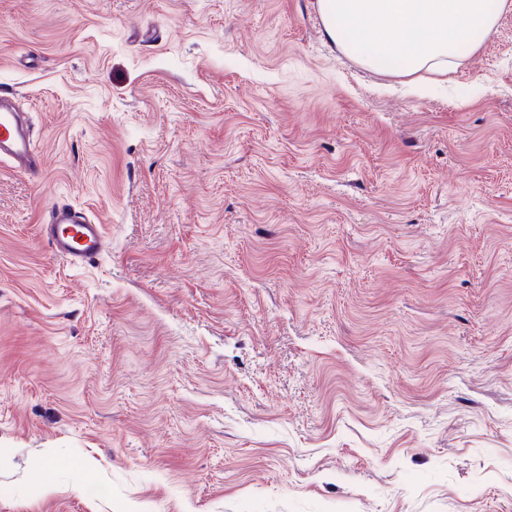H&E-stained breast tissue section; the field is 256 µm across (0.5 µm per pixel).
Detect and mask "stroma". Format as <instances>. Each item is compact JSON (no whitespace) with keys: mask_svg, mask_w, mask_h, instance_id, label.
<instances>
[{"mask_svg":"<svg viewBox=\"0 0 512 512\" xmlns=\"http://www.w3.org/2000/svg\"><path fill=\"white\" fill-rule=\"evenodd\" d=\"M429 78L315 0H0V512H512V11ZM12 94L0 89V161L24 174L42 171L44 160L36 150L27 122L9 105ZM45 235L54 254L72 266L96 262L103 253V225L66 203L50 211Z\"/></svg>","mask_w":512,"mask_h":512,"instance_id":"1","label":"stroma"}]
</instances>
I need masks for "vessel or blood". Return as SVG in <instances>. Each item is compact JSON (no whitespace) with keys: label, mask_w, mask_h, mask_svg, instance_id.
Wrapping results in <instances>:
<instances>
[{"label":"vessel or blood","mask_w":512,"mask_h":512,"mask_svg":"<svg viewBox=\"0 0 512 512\" xmlns=\"http://www.w3.org/2000/svg\"><path fill=\"white\" fill-rule=\"evenodd\" d=\"M11 98V93L0 89V161L24 174L42 171L43 157L28 123L10 107ZM45 235L54 254L73 266L96 262L104 249L102 225L66 203L51 210Z\"/></svg>","instance_id":"1"}]
</instances>
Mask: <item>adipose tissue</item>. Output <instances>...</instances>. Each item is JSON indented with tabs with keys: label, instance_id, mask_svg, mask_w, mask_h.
<instances>
[{
	"label": "adipose tissue",
	"instance_id": "1",
	"mask_svg": "<svg viewBox=\"0 0 512 512\" xmlns=\"http://www.w3.org/2000/svg\"><path fill=\"white\" fill-rule=\"evenodd\" d=\"M328 40L389 75L446 72L496 28L512 0H316Z\"/></svg>",
	"mask_w": 512,
	"mask_h": 512
}]
</instances>
